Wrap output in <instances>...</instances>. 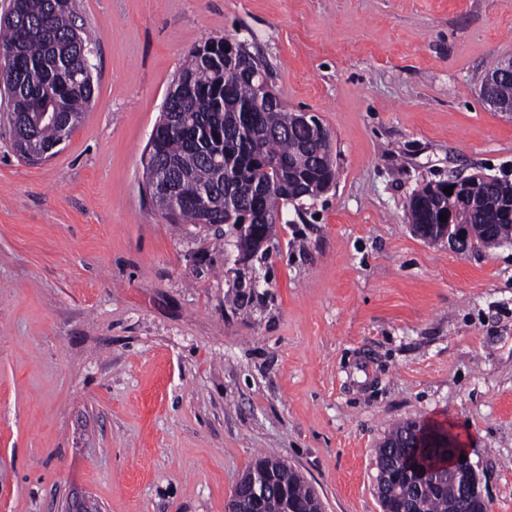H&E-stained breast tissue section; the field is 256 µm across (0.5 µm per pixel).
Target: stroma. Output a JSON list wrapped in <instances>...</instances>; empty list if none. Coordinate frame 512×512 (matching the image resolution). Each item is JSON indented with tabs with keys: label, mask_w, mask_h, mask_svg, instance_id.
Masks as SVG:
<instances>
[{
	"label": "stroma",
	"mask_w": 512,
	"mask_h": 512,
	"mask_svg": "<svg viewBox=\"0 0 512 512\" xmlns=\"http://www.w3.org/2000/svg\"><path fill=\"white\" fill-rule=\"evenodd\" d=\"M94 101L43 163L0 119V512H224L260 456L324 512H382L376 450L457 435L512 512V242L415 236L424 184L512 180V115L479 95L512 0H76ZM232 37L333 134L326 194L269 253L171 224L142 157L189 53Z\"/></svg>",
	"instance_id": "stroma-1"
}]
</instances>
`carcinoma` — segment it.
<instances>
[{
    "mask_svg": "<svg viewBox=\"0 0 512 512\" xmlns=\"http://www.w3.org/2000/svg\"><path fill=\"white\" fill-rule=\"evenodd\" d=\"M76 19L75 0H14V12L0 18V54L14 55L13 64L0 69V83L15 97L12 114L5 119L22 158L26 149L50 146L62 134L72 133L93 100L94 83L65 68L80 63L91 45ZM180 74L193 83L195 92L186 100L180 88H174L172 117L159 125L150 173L159 185L172 183L173 190L156 191L153 202L164 215L178 211V224H197L208 213V226L228 225L236 231L242 253L256 252L259 240L239 223L237 212L217 209L215 201L224 195L235 201L254 193L263 215L259 222L262 235L271 238L293 193L284 164L306 154L312 164L304 174L310 178L338 173L332 142L320 149V139L327 138L328 131L297 124L295 113L281 101L274 107L267 105L255 83L229 61L212 63L195 49ZM41 110L59 113L65 127L30 122L28 113ZM214 157L224 160V165L214 164ZM478 193L495 202L512 193V182L495 178L481 184ZM461 208L459 196L442 193L435 200L434 213L429 214L417 207L412 196L406 214L407 219L425 224ZM464 217L468 224L486 225L469 246L493 248L512 241V222L492 209H464ZM413 428L433 445L432 456L447 453L448 431L415 419L397 426L379 445L376 460L381 469L389 470L401 459L411 466L418 464L421 454L417 449L403 447L404 434ZM263 469L269 475L263 512H318V499L297 472L283 469L278 458L260 456L247 473ZM383 507L385 512H462L467 504L457 497L448 479L425 488L414 473L405 470L393 480Z\"/></svg>",
    "mask_w": 512,
    "mask_h": 512,
    "instance_id": "carcinoma-1",
    "label": "carcinoma"
}]
</instances>
